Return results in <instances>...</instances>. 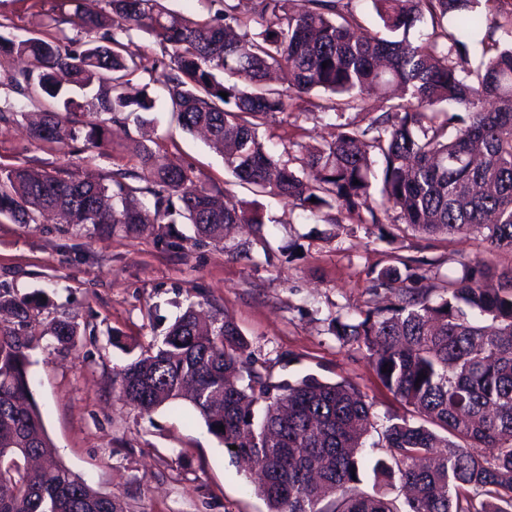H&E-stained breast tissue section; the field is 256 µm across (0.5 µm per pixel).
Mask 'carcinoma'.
I'll return each mask as SVG.
<instances>
[{
  "mask_svg": "<svg viewBox=\"0 0 512 512\" xmlns=\"http://www.w3.org/2000/svg\"><path fill=\"white\" fill-rule=\"evenodd\" d=\"M70 2L73 13L50 18L60 37L0 34V57L27 61L4 79L50 101L30 125L34 140L99 144L106 127L83 120L92 108L113 123L133 121L139 172L105 181L0 170V217L36 224L51 210L103 232L184 221L217 242L232 225L261 223L220 192L184 190L194 171L148 146L156 97L126 94L146 77L184 130H204L222 146L225 168L255 194L313 215L335 208V223L403 224L414 235L472 236L512 253V47L496 38L512 28L504 0H373L381 32L362 24L351 0H252L247 13L220 0L218 12L195 19L167 0H106L110 15L100 0ZM427 19V37H410ZM140 32L159 55L127 52ZM475 41L482 61L473 68ZM275 70L288 71V88L267 83ZM60 73L80 90L97 86L95 101L63 97ZM391 89L400 100L374 111L367 93ZM311 95L313 111L338 120L335 131L315 146L283 140L271 152L259 129ZM425 279L404 261L386 266L372 288L396 301L329 326L367 352L379 383L410 412L388 418L370 492L359 488V452L374 427L372 405L349 382L309 374L291 383L258 371L227 314L205 318L189 305L161 342L115 373L114 390L143 411L188 401L224 449L258 472L254 490L268 512H512V264L476 256L438 294L414 287ZM4 309L15 322L0 324V455L39 465L0 471V512H124L69 468L46 434L25 352L41 303L1 288ZM50 332L69 345L77 327L56 319ZM398 485L411 492L401 505L391 497Z\"/></svg>",
  "mask_w": 512,
  "mask_h": 512,
  "instance_id": "1",
  "label": "carcinoma"
}]
</instances>
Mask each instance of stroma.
Masks as SVG:
<instances>
[{
  "mask_svg": "<svg viewBox=\"0 0 512 512\" xmlns=\"http://www.w3.org/2000/svg\"><path fill=\"white\" fill-rule=\"evenodd\" d=\"M69 0H0V33L27 37L49 17L70 12ZM154 140L161 154L192 168L199 182L247 205L263 224L227 240L192 239L186 224L171 227L172 242L157 227L136 232L93 225L15 224L0 219V288L39 293L43 307L33 325L40 337L28 349L33 396L62 461L95 489L118 498L124 512H267V506L223 444L189 404L143 412L114 393V372L129 356L122 346L161 339L189 304L233 318L256 368L274 380L308 373L353 383L370 403L377 428L363 448L364 489L382 456L379 429L404 409L379 383L365 350L339 342L332 318H359L385 304L373 290V273L395 260L424 261L435 284L455 276L476 241L400 234L381 240L374 224H329L291 217L287 199L253 196L224 169L221 154L182 129L165 108L156 112ZM330 131L328 119L307 101L261 128L269 146L288 138L308 146ZM134 125L108 127L103 145L49 143L29 137L24 121L0 124V169L22 165L65 169L103 178L137 166ZM246 247L247 257L235 256ZM64 318L78 330L61 347L50 322Z\"/></svg>",
  "mask_w": 512,
  "mask_h": 512,
  "instance_id": "1",
  "label": "stroma"
}]
</instances>
